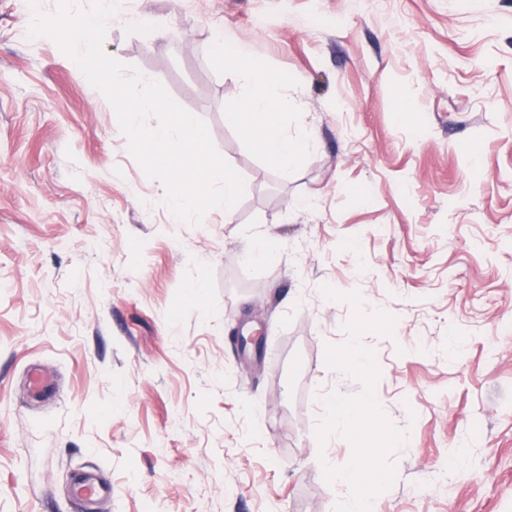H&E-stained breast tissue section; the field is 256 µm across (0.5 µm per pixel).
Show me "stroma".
Here are the masks:
<instances>
[{
	"mask_svg": "<svg viewBox=\"0 0 512 512\" xmlns=\"http://www.w3.org/2000/svg\"><path fill=\"white\" fill-rule=\"evenodd\" d=\"M28 23L0 0V512H332L350 489L323 468L354 448L314 427L361 387L325 365L352 307L324 284L397 319L361 337L408 432L374 512H512V0H118L105 53L245 181L197 224ZM218 40L286 81L288 171L225 125L247 88ZM82 473L112 485L90 511Z\"/></svg>",
	"mask_w": 512,
	"mask_h": 512,
	"instance_id": "1",
	"label": "stroma"
}]
</instances>
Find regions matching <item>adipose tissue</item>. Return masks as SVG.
<instances>
[{
	"mask_svg": "<svg viewBox=\"0 0 512 512\" xmlns=\"http://www.w3.org/2000/svg\"><path fill=\"white\" fill-rule=\"evenodd\" d=\"M216 51L234 64L249 92L238 105L224 115V121L252 144L271 167L285 171L305 153L308 143L288 137L280 123L282 97L280 84L262 62L217 44Z\"/></svg>",
	"mask_w": 512,
	"mask_h": 512,
	"instance_id": "adipose-tissue-1",
	"label": "adipose tissue"
}]
</instances>
